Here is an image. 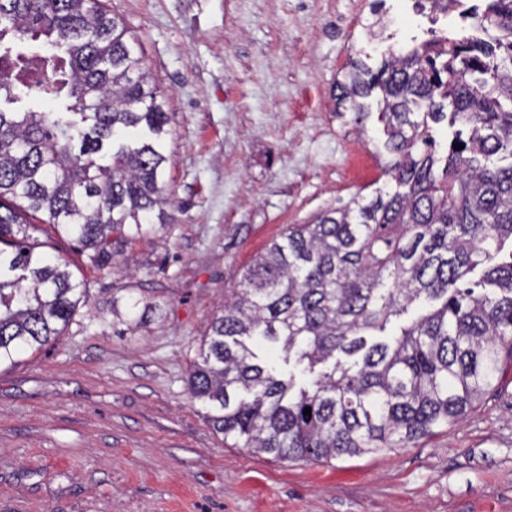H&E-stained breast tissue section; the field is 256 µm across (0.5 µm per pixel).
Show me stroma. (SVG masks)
Instances as JSON below:
<instances>
[{"label": "stroma", "instance_id": "35a3bbf8", "mask_svg": "<svg viewBox=\"0 0 512 512\" xmlns=\"http://www.w3.org/2000/svg\"><path fill=\"white\" fill-rule=\"evenodd\" d=\"M105 0L169 114L166 224L98 268L34 237L88 288L61 336L0 367V512H512V359L456 424L407 448L284 461L226 445L188 371L224 291L287 225L386 188L384 125L337 103L349 62L453 32L386 0ZM161 314L130 330L113 299Z\"/></svg>", "mask_w": 512, "mask_h": 512}]
</instances>
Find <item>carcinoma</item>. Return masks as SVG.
I'll return each instance as SVG.
<instances>
[{"label":"carcinoma","mask_w":512,"mask_h":512,"mask_svg":"<svg viewBox=\"0 0 512 512\" xmlns=\"http://www.w3.org/2000/svg\"><path fill=\"white\" fill-rule=\"evenodd\" d=\"M481 21L499 34L490 51L443 36L376 71L355 61L338 82L356 111L380 91L393 186L288 225L224 295L188 377L224 440L283 460L408 448L481 401L512 357V257L489 265L512 241V0H490ZM36 58L66 111H0V366L54 341L86 297L24 215L104 268L170 202L168 113L103 0H0V95L23 93L7 71ZM446 107L469 136L441 151L427 117ZM480 267L477 293L467 277ZM413 304L425 312L367 344ZM141 308L132 292L112 315ZM252 341L279 348L305 383L258 361Z\"/></svg>","instance_id":"carcinoma-1"}]
</instances>
